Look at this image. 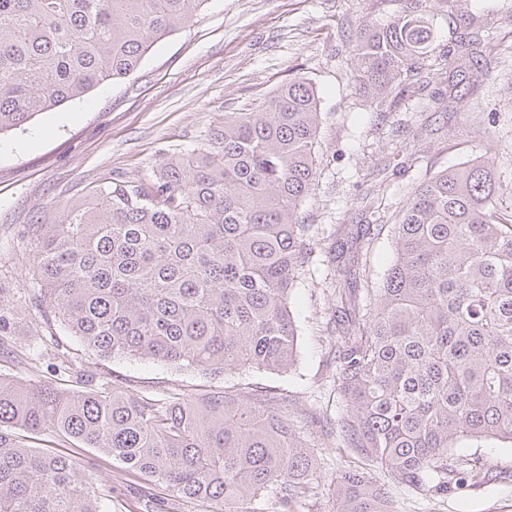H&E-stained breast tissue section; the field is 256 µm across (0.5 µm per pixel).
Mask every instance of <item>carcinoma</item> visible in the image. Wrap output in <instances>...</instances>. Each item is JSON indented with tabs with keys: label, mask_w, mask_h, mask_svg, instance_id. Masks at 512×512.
Instances as JSON below:
<instances>
[{
	"label": "carcinoma",
	"mask_w": 512,
	"mask_h": 512,
	"mask_svg": "<svg viewBox=\"0 0 512 512\" xmlns=\"http://www.w3.org/2000/svg\"><path fill=\"white\" fill-rule=\"evenodd\" d=\"M208 0H0V134L138 68ZM388 21L359 18L345 49L353 88L375 112L439 82L423 103L455 108L458 73L498 55L491 28L435 36L429 0H397ZM314 85L296 76L187 156L147 178L114 172L60 215L27 228L37 298L103 358L145 359L218 376L287 371L298 330L290 294L310 261L301 210L314 194L320 128ZM512 187L479 157L432 174L389 224L379 287L337 266L334 379L343 408L326 434L363 465L339 471L335 512H397L391 487L446 495L483 474L454 449L512 443ZM268 388L199 396L130 392L87 375L79 389L0 373V512H107L69 457L36 451L49 431L93 448L176 497L229 512H294L318 461ZM384 470V482L372 468Z\"/></svg>",
	"instance_id": "1"
}]
</instances>
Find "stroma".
Masks as SVG:
<instances>
[{
	"instance_id": "1",
	"label": "stroma",
	"mask_w": 512,
	"mask_h": 512,
	"mask_svg": "<svg viewBox=\"0 0 512 512\" xmlns=\"http://www.w3.org/2000/svg\"><path fill=\"white\" fill-rule=\"evenodd\" d=\"M395 8L394 0H208L130 75L0 135V306L18 343L44 323L32 300L28 225L51 220L112 172L143 177L162 159L201 147L225 113L247 108L293 76L317 87L318 186L301 212L312 227L315 255L291 293L299 327L294 367L213 377L149 360L103 359L84 349L74 356L86 371L120 376L129 390L158 397L173 388L196 395L214 385L260 386L287 396L293 428L314 448L321 470L299 512H333L329 486L351 459L311 423L315 416L335 417L342 404L332 377L336 292L328 253L366 236V275L379 282L393 244L390 237L366 235L365 227L383 223L416 183L477 156L512 182V0H484L473 20L492 27L500 53L488 74L464 73L462 87L475 89L469 105L433 113L403 101L383 117L352 92L343 48L355 39L359 17L387 18ZM370 189L377 203L365 201ZM38 445L60 449L96 481H111V512H147L150 501L169 498L164 486H140L121 464L94 457L91 449L59 444L48 433ZM466 452L483 462L484 479L444 498L394 489L398 512H512V445L481 442Z\"/></svg>"
}]
</instances>
